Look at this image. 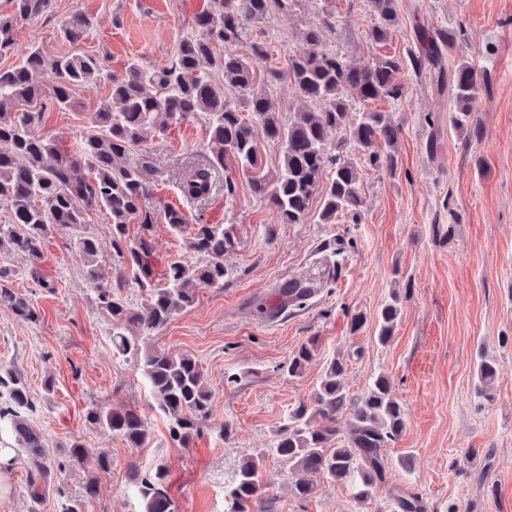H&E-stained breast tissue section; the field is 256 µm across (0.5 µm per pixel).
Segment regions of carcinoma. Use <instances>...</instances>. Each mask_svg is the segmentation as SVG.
<instances>
[{"mask_svg": "<svg viewBox=\"0 0 512 512\" xmlns=\"http://www.w3.org/2000/svg\"><path fill=\"white\" fill-rule=\"evenodd\" d=\"M50 2L12 0L13 13L0 16V56H21L19 65L0 68V144L9 146L8 151H0V205L11 211L10 222L0 224V252L29 256L34 264L33 279L51 288L53 282L40 268L42 246L55 229L72 230V252L94 284L97 306L111 319L112 348L121 356L136 359L155 403L170 416L171 437L187 443L212 416L201 365L190 355L151 349L144 338L192 307L199 287L224 282V254L235 250L237 239L232 230L219 224L188 225L186 215L178 209L165 207L156 212L146 206L149 175L154 168L146 143L152 136L164 135L202 114L208 120L216 150L206 163L182 171L179 188L185 198L204 200L211 195L214 175L224 167V153L229 152L247 176L252 195L271 207L281 223H301L319 189L324 195L320 223L333 224L338 215L356 221L364 201L357 167L348 153L354 151L367 166L393 174L398 160L391 147L398 142L401 128L387 112H363L358 120L348 121L351 100L400 101L403 88L394 76L404 61L386 56L356 62L325 50L323 29L333 27L336 14L335 0H323V24L305 32L310 50L288 58L287 70L273 69L261 78L244 56L226 50L217 57L213 48L240 43L246 23L286 12L296 0H211L210 8L195 17L206 38L182 39L169 65L146 71L130 60L122 72L107 75L110 97L90 113L86 130L71 149L55 138L35 134L42 118L37 103L47 98L60 109L71 107L74 88L104 76V65L93 55L48 58L37 47L19 49L14 26L47 12ZM366 2L378 16L368 37L375 44L385 43L399 23L395 0ZM89 27L86 15L74 13L62 21L60 31L66 42L78 45ZM455 40V32H439L425 56L413 60L415 67L426 60L440 64V46L451 47ZM204 62L223 73V85L210 80L201 69ZM47 71L54 76L48 89L39 81ZM283 78L304 102L286 126L279 121L271 95L274 83ZM477 94V74L462 60L452 76L456 127L469 126ZM232 95L242 97L246 110L230 100ZM258 124L266 138L283 144L281 163L274 174L265 169L258 151L254 133ZM330 131L340 133L334 143L329 142ZM98 207L106 210L112 224L117 263L109 271L99 260L98 240L83 220L85 211ZM160 222L179 234L190 231L186 250L197 260L171 259L158 276L152 232ZM131 224L140 228L133 239L128 235ZM128 272L146 296L136 308L122 297ZM284 289L290 303H300L314 293L312 287L298 280L285 283ZM401 305L402 298L395 292L377 313V339L384 345L394 335ZM0 306L23 320H38L33 303L15 291L12 270L2 264ZM316 351L315 340L302 344L285 365L288 376H299ZM346 369L343 359L330 360L310 397L288 412L287 422L277 431L273 452L291 469L347 485L354 500L362 503L384 482L385 449L398 441L407 420L387 377L377 376L362 395L352 397L343 386ZM497 372L496 362L479 352L475 368L478 397L491 399ZM34 411L36 404L24 377L12 367H1L0 429L14 434L15 445L6 451L21 448L26 452L30 488L36 497L52 471L84 464L88 449L74 440L68 444L67 459L55 462L41 431L28 423L27 417ZM344 414L350 419L351 437L348 444L333 448L331 443L339 434L337 422ZM86 420L108 428L132 448L142 447L148 438L144 418L131 409L96 407L88 411ZM129 479L144 501L145 512H173L164 465L158 464L145 474L133 466ZM267 486L259 460L245 458L227 491L234 512H248L253 503L258 512H272Z\"/></svg>", "mask_w": 512, "mask_h": 512, "instance_id": "cac0c4a2", "label": "carcinoma"}]
</instances>
